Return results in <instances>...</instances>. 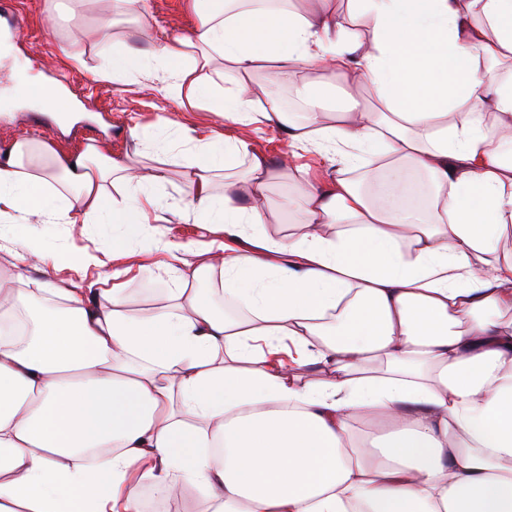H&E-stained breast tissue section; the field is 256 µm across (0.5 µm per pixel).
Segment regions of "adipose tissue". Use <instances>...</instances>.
<instances>
[{
	"instance_id": "obj_1",
	"label": "adipose tissue",
	"mask_w": 512,
	"mask_h": 512,
	"mask_svg": "<svg viewBox=\"0 0 512 512\" xmlns=\"http://www.w3.org/2000/svg\"><path fill=\"white\" fill-rule=\"evenodd\" d=\"M352 2L349 18L335 0H185L188 33L127 42L100 70L159 67L181 108L317 146L335 173L283 201L294 234L265 229L288 167L245 136L161 119L211 234L185 243L146 230L165 167L91 143L0 147V226L117 227L74 261L108 288L33 278L36 240L6 252L0 318L31 328L0 331V512H141L145 482L170 501L196 486L212 512H512V0ZM341 75L374 107L330 103ZM413 171L426 199L400 191ZM134 268L169 277L165 306L130 309ZM213 272L245 314L200 293Z\"/></svg>"
}]
</instances>
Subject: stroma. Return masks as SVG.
<instances>
[{
    "mask_svg": "<svg viewBox=\"0 0 512 512\" xmlns=\"http://www.w3.org/2000/svg\"><path fill=\"white\" fill-rule=\"evenodd\" d=\"M150 13L145 41L151 42L189 28L191 17L184 0H147ZM57 18L48 30L46 12ZM16 14L24 25L26 40H12L6 24L0 23V93L15 79L14 62L25 63V78L37 85L61 83L76 107L67 118L52 114L50 123L40 121L41 108L27 99L11 105L0 103V144L19 137L49 138L56 148L68 152L87 142H96L115 153L134 147L130 128L155 125L161 116L177 111L161 91L163 72L139 75L133 82L112 83L98 76L103 63L100 48L92 39L71 40L70 32L85 33L102 20L99 0H17ZM30 234L44 239L55 251L82 252L106 244L112 235L105 224H19L0 235L1 246H11L13 237Z\"/></svg>",
    "mask_w": 512,
    "mask_h": 512,
    "instance_id": "35a3bbf8",
    "label": "stroma"
}]
</instances>
